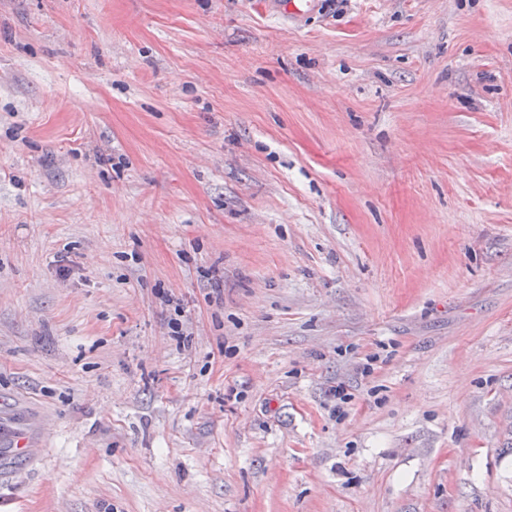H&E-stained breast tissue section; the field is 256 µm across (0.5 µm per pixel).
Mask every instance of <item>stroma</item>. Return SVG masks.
I'll return each instance as SVG.
<instances>
[{"label": "stroma", "mask_w": 512, "mask_h": 512, "mask_svg": "<svg viewBox=\"0 0 512 512\" xmlns=\"http://www.w3.org/2000/svg\"><path fill=\"white\" fill-rule=\"evenodd\" d=\"M511 430L512 0H0V512H512Z\"/></svg>", "instance_id": "35a3bbf8"}]
</instances>
